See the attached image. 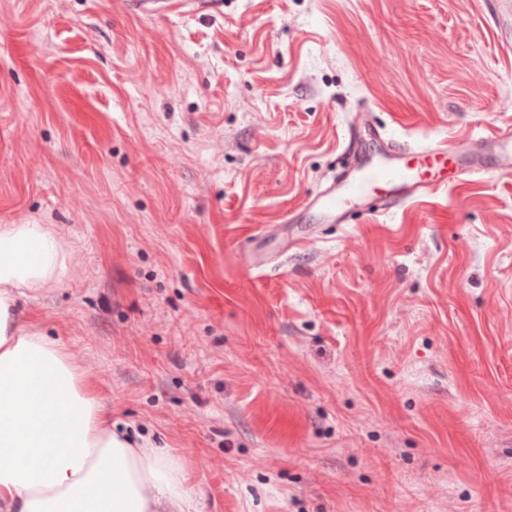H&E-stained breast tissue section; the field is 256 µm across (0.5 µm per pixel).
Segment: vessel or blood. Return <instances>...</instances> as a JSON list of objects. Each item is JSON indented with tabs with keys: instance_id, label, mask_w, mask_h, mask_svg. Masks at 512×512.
Segmentation results:
<instances>
[{
	"instance_id": "vessel-or-blood-1",
	"label": "vessel or blood",
	"mask_w": 512,
	"mask_h": 512,
	"mask_svg": "<svg viewBox=\"0 0 512 512\" xmlns=\"http://www.w3.org/2000/svg\"><path fill=\"white\" fill-rule=\"evenodd\" d=\"M488 139L500 149V175L511 177L512 129L490 133ZM466 174V168L460 167L457 158L449 156L446 142L417 147L400 145L391 157L369 163L359 174L341 175L340 188L321 192L316 201L323 211L341 215L348 203L375 188L401 191L403 198L410 201L456 186Z\"/></svg>"
}]
</instances>
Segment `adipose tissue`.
Instances as JSON below:
<instances>
[{
	"label": "adipose tissue",
	"instance_id": "1",
	"mask_svg": "<svg viewBox=\"0 0 512 512\" xmlns=\"http://www.w3.org/2000/svg\"><path fill=\"white\" fill-rule=\"evenodd\" d=\"M69 254L43 224H0V512H200L168 448L118 429L59 340L20 316Z\"/></svg>",
	"mask_w": 512,
	"mask_h": 512
}]
</instances>
